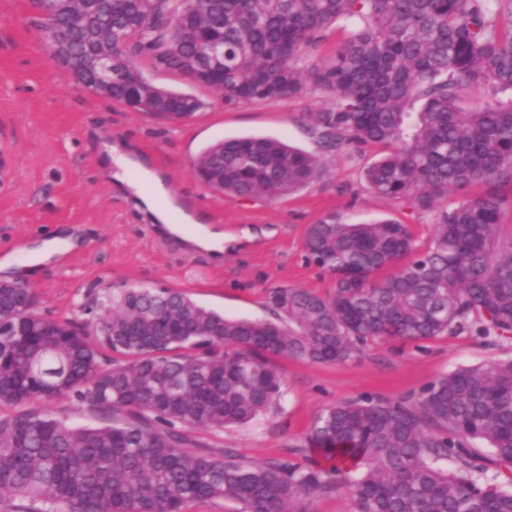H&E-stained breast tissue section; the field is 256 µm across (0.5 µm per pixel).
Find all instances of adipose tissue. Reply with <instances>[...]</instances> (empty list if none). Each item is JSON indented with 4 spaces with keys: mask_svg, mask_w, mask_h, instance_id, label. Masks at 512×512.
<instances>
[{
    "mask_svg": "<svg viewBox=\"0 0 512 512\" xmlns=\"http://www.w3.org/2000/svg\"><path fill=\"white\" fill-rule=\"evenodd\" d=\"M100 168L113 174L147 207L165 231L182 238L192 250H205L218 255L224 250V234L211 228L199 213L179 212L167 193L161 176L145 168L139 156L121 142L105 145Z\"/></svg>",
    "mask_w": 512,
    "mask_h": 512,
    "instance_id": "ef3b65f1",
    "label": "adipose tissue"
}]
</instances>
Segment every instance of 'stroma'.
Wrapping results in <instances>:
<instances>
[{
	"label": "stroma",
	"mask_w": 512,
	"mask_h": 512,
	"mask_svg": "<svg viewBox=\"0 0 512 512\" xmlns=\"http://www.w3.org/2000/svg\"><path fill=\"white\" fill-rule=\"evenodd\" d=\"M31 0H0V258L16 254L11 278L25 281L37 312L51 321L87 322L83 305L105 299L110 286L170 288L229 318L272 319L267 293L277 287L334 291V275L310 261L309 225L336 215L346 223L382 220L409 225L418 249L434 226L402 199L375 195L365 169L382 150L349 144L323 147L309 115L329 95L227 105L212 90L141 61L159 87L192 93L207 106L174 122L112 102L65 77L56 65ZM133 142L162 174L177 204L199 207L224 234V260L187 252L148 224L128 192L100 175L101 135ZM269 136L315 155L321 176L277 200L242 199L203 185L193 163L209 144ZM512 357V339L492 347L474 335L374 343L354 361L315 364L271 357L284 376L277 411L220 431L191 430L197 445L229 449L253 462H306V435L321 410L365 395L414 396L435 376L458 366Z\"/></svg>",
	"instance_id": "stroma-1"
}]
</instances>
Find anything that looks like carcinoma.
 <instances>
[{"label": "carcinoma", "instance_id": "obj_1", "mask_svg": "<svg viewBox=\"0 0 512 512\" xmlns=\"http://www.w3.org/2000/svg\"><path fill=\"white\" fill-rule=\"evenodd\" d=\"M84 14L88 34L138 74V60L182 73L209 41L224 43V74L205 87L227 105L323 92L314 113L327 148L382 145L365 170L369 189L435 213L429 248L416 251L406 224H346L329 215L308 227L309 258L336 278L333 294L272 288L288 321L227 319L168 288H116L100 313L105 335L51 322L0 295V498L36 512H186L222 499L237 512H313L337 482L353 487L354 512H512V358L458 367L409 399L364 397L324 408L302 467L255 463L222 448L185 449L188 429H224L278 408L277 355L346 363L373 342L512 333V234L503 231L502 185L512 186V0H207L193 30V0H102ZM348 38L333 56L303 63L325 29ZM480 88L478 105H460ZM195 95L153 94L143 111L183 121L203 110ZM194 167L224 194L276 199L312 185L314 155L268 137L205 148ZM475 184L486 186L471 196ZM457 197L450 209L437 201ZM396 265L395 274L376 279ZM65 398L100 415L74 425L23 406ZM451 461L455 468L444 463ZM493 475H488L489 466Z\"/></svg>", "mask_w": 512, "mask_h": 512}]
</instances>
